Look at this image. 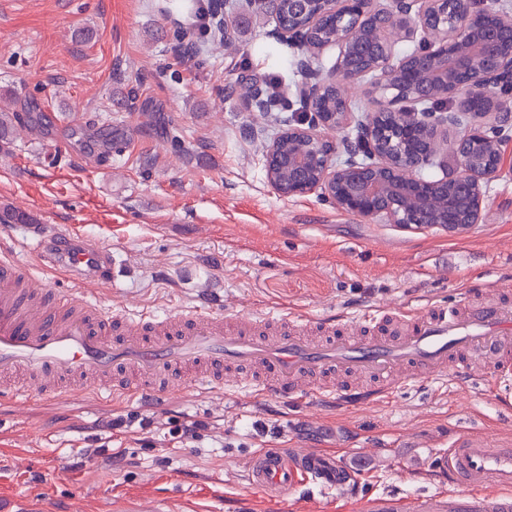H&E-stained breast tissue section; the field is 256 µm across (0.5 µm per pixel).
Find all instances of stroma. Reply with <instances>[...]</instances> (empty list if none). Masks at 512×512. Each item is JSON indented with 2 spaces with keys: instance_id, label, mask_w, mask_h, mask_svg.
Segmentation results:
<instances>
[{
  "instance_id": "obj_1",
  "label": "stroma",
  "mask_w": 512,
  "mask_h": 512,
  "mask_svg": "<svg viewBox=\"0 0 512 512\" xmlns=\"http://www.w3.org/2000/svg\"><path fill=\"white\" fill-rule=\"evenodd\" d=\"M233 4L240 49L228 56L191 32L198 0H0V98L37 99L54 117L48 136L0 151V203L35 217L0 224V244L26 268L37 265L43 229L111 249L117 287L60 270L50 282L131 320L191 311L206 290L228 316L316 318L461 307L512 286V143L480 223L460 235L367 221L315 193H275L263 154L275 129L228 88L243 76L281 79L295 58L271 38L276 22L257 0ZM182 30L193 56L176 49ZM75 110L125 151L104 161L83 152L69 135ZM248 125L259 138L243 136ZM488 379L408 382L391 402L340 409L266 400L232 379L157 410L79 395L0 402V499L77 497L86 512L163 498L169 512H360L374 498L438 492L431 468L454 433L512 435V405ZM186 420L203 424L188 446L173 437ZM308 444L355 473L357 499L303 487L272 505L244 492L257 449Z\"/></svg>"
}]
</instances>
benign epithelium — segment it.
<instances>
[{
	"mask_svg": "<svg viewBox=\"0 0 512 512\" xmlns=\"http://www.w3.org/2000/svg\"><path fill=\"white\" fill-rule=\"evenodd\" d=\"M414 43L396 54L394 31ZM275 34L301 52L334 46L325 72L299 59L295 113L265 144L269 184L319 193L342 212L458 235L480 223L484 187L512 143V13L479 0H288ZM368 77L381 100L354 117L343 82ZM484 94L475 110L470 95ZM343 136L336 137V131ZM437 168L439 176L426 171Z\"/></svg>",
	"mask_w": 512,
	"mask_h": 512,
	"instance_id": "7a95c632",
	"label": "benign epithelium"
}]
</instances>
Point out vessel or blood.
<instances>
[{"instance_id":"vessel-or-blood-1","label":"vessel or blood","mask_w":512,"mask_h":512,"mask_svg":"<svg viewBox=\"0 0 512 512\" xmlns=\"http://www.w3.org/2000/svg\"><path fill=\"white\" fill-rule=\"evenodd\" d=\"M49 263L117 283L109 249L89 243L63 249ZM222 302L206 294L193 312L134 323L106 315L92 299L69 297L37 281L9 252L0 253V396L64 401L76 391L103 400L166 405L173 392L224 387L235 367L244 382L274 400L335 396L349 404L392 400L407 381L465 383L472 363L493 359L501 386L512 385V305L463 310L430 304L390 314L355 316L238 315L226 329ZM434 471L444 494L405 502L370 501L367 512H512V439L457 434L438 452ZM351 470L323 448H262L248 460L247 488L280 502L299 487L344 488Z\"/></svg>"}]
</instances>
